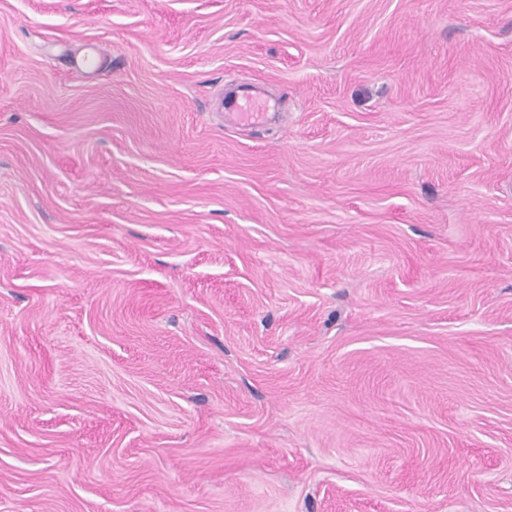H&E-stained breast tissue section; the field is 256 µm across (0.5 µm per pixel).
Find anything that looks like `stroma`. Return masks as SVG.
I'll list each match as a JSON object with an SVG mask.
<instances>
[{
    "label": "stroma",
    "mask_w": 512,
    "mask_h": 512,
    "mask_svg": "<svg viewBox=\"0 0 512 512\" xmlns=\"http://www.w3.org/2000/svg\"><path fill=\"white\" fill-rule=\"evenodd\" d=\"M0 512H512V0H0ZM230 106L239 121L253 124L261 123L269 110L268 102L250 91H244L235 97Z\"/></svg>",
    "instance_id": "1"
}]
</instances>
